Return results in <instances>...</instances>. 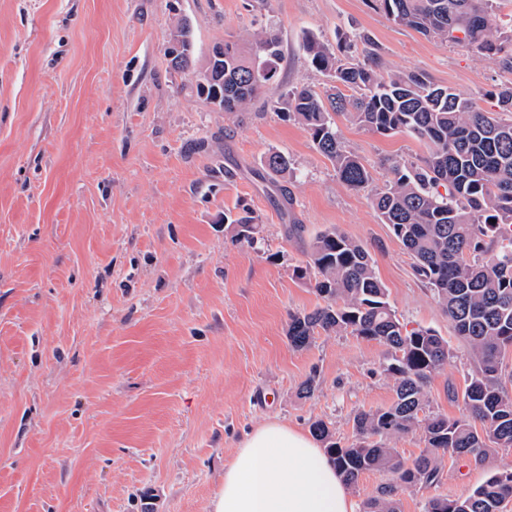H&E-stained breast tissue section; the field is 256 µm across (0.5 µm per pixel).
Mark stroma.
I'll list each match as a JSON object with an SVG mask.
<instances>
[{
    "instance_id": "stroma-1",
    "label": "stroma",
    "mask_w": 512,
    "mask_h": 512,
    "mask_svg": "<svg viewBox=\"0 0 512 512\" xmlns=\"http://www.w3.org/2000/svg\"><path fill=\"white\" fill-rule=\"evenodd\" d=\"M181 20L199 66L224 40L275 31V77L234 116L218 112L169 65ZM362 31L384 71L424 73L486 111L512 82L498 57L394 25L370 0H0V512H210L225 464L268 420L321 419L351 443L354 413L393 399L387 348L342 332L298 350L287 335L289 315L321 302L295 269L329 227L369 250L407 329L447 341L427 398L464 415V343L367 195L276 107L292 88L333 86L308 35L334 48ZM337 124L379 185L389 160L425 153ZM271 151L293 163L285 214L256 177ZM241 200L262 224L253 245L220 221ZM311 375L318 388L300 397ZM508 467L512 447L479 467L445 457L441 482L404 491L401 510Z\"/></svg>"
}]
</instances>
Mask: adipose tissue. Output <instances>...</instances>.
I'll list each match as a JSON object with an SVG mask.
<instances>
[{"mask_svg":"<svg viewBox=\"0 0 512 512\" xmlns=\"http://www.w3.org/2000/svg\"><path fill=\"white\" fill-rule=\"evenodd\" d=\"M211 512H355L342 477L302 430L277 420L239 444Z\"/></svg>","mask_w":512,"mask_h":512,"instance_id":"obj_1","label":"adipose tissue"}]
</instances>
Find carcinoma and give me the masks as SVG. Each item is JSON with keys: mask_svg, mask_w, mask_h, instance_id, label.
Returning a JSON list of instances; mask_svg holds the SVG:
<instances>
[{"mask_svg": "<svg viewBox=\"0 0 512 512\" xmlns=\"http://www.w3.org/2000/svg\"><path fill=\"white\" fill-rule=\"evenodd\" d=\"M372 2L398 26L497 56L512 70V35L502 36L495 0ZM355 41L362 43L358 55L348 53ZM344 45L347 52L339 57L317 37L307 38L312 66L329 73L336 86L324 95L308 87L289 93L288 116L303 125L344 185L367 194L381 222L412 257L415 275L466 343L472 360L462 394L466 416L450 420L424 414L426 385L452 351L430 328L406 329L390 306L369 250L334 227L315 236L304 265L295 269L300 278L316 272L314 288L324 305L290 315L288 340L304 349L321 330L344 331L388 348L391 360L383 372L395 382L394 402L354 414L355 439L345 447L332 440L323 420L312 422L311 431L326 442L348 484L366 471L394 475L364 503L363 512H401V492L439 483L445 456L482 465L496 448L512 447V394L505 387V359L512 353V87L496 93L499 111L488 112L421 73H383L377 47L362 32L345 37ZM280 57L274 31L249 45L226 39L224 82H211L203 70L197 91L208 100L221 95L224 112L234 114L274 78L256 62L275 65ZM334 113L366 132L413 137L427 152L416 164L390 162L388 178L378 187L364 161L345 149ZM262 168L257 176L276 177L278 205L288 209V155L271 151ZM224 225L232 239L248 244L261 233L259 216L242 201L224 211ZM417 431L425 450L408 466L390 442ZM510 501L512 470H504L466 497L428 499L424 512H503Z\"/></svg>", "mask_w": 512, "mask_h": 512, "instance_id": "1", "label": "carcinoma"}]
</instances>
